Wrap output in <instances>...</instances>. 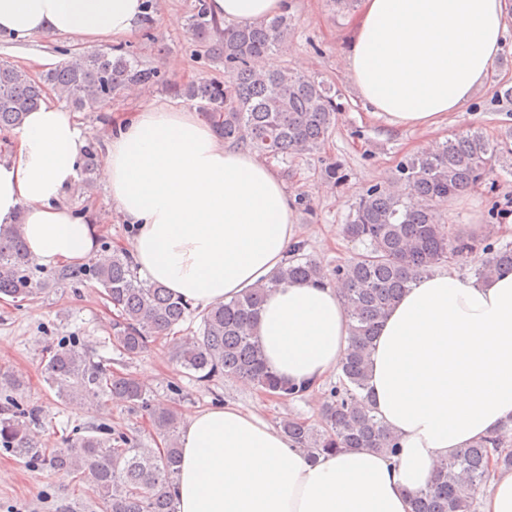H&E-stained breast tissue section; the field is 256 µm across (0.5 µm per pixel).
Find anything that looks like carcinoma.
I'll use <instances>...</instances> for the list:
<instances>
[{"label":"carcinoma","instance_id":"obj_1","mask_svg":"<svg viewBox=\"0 0 512 512\" xmlns=\"http://www.w3.org/2000/svg\"><path fill=\"white\" fill-rule=\"evenodd\" d=\"M294 30L283 14L252 25L221 28L209 15L207 0H197L189 31L224 60V80L199 78L175 88L195 103L224 142L264 157L314 155L333 133L340 111L338 95L314 77L283 66L262 70L258 61L286 50ZM160 82V72L122 54L85 51L70 61L32 76L14 65H0V133L20 126L48 92L79 111L97 109L110 95L132 86ZM512 160V130L490 139L479 130L456 134L432 153L410 157L397 166L388 186L372 185L358 197L343 235L364 251L332 270L305 253L300 241L266 281L200 315L193 336L174 340V357L201 380L218 375L240 378L260 390L293 400L313 392L310 384L282 381L266 364L256 324L266 296L297 281L336 287L349 320L347 347L313 424L287 417L280 429L288 443L316 458L327 452L369 449L397 455V436L367 399L375 340L387 315L421 277L477 251L485 257L474 267L479 280L512 273V245L495 246L494 226L481 236L453 233L440 205L479 183ZM20 225L0 228V295L30 301L44 290L33 278ZM117 318L112 345L129 360L150 341L167 336L194 315V309L164 286L140 279L131 254L112 251L89 268ZM48 385L63 402L103 396L149 412L163 438L148 448L126 435L101 437L98 428L65 440L50 452L42 446L39 414L15 401L0 406V447L16 457L71 477L89 480L103 512H177L171 488L179 475L177 419L156 405L132 375L91 361L86 349L61 344L44 364ZM512 469V416L490 437L457 449L444 459L433 479L413 494L412 512H478L479 497L491 465Z\"/></svg>","mask_w":512,"mask_h":512}]
</instances>
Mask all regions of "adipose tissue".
<instances>
[{"label":"adipose tissue","mask_w":512,"mask_h":512,"mask_svg":"<svg viewBox=\"0 0 512 512\" xmlns=\"http://www.w3.org/2000/svg\"><path fill=\"white\" fill-rule=\"evenodd\" d=\"M143 0H0V36L120 42ZM289 0H209L239 26L287 12ZM512 25V0H361L343 60L366 108L395 127L435 131L484 85ZM0 154V224L20 223L34 261L54 268L96 255V224L64 203L88 132L50 103L30 112ZM99 172L150 281L207 310L269 277L296 242L294 199L271 166L225 145L195 113L151 102L103 142ZM257 334L290 383H321L348 341L335 287L307 281L269 295ZM375 413L398 456L344 450L309 460L260 410L198 411L181 434L178 512H412L411 495L456 449L512 417V274L452 270L401 297L376 342Z\"/></svg>","instance_id":"1"}]
</instances>
